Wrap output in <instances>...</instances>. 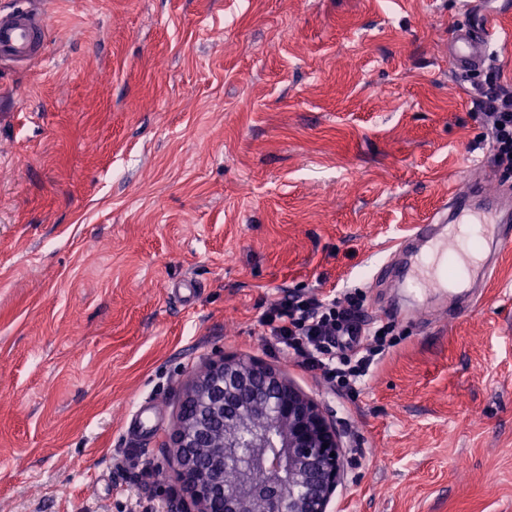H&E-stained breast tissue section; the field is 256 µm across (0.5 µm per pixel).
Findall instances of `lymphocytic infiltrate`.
<instances>
[{
	"label": "lymphocytic infiltrate",
	"mask_w": 512,
	"mask_h": 512,
	"mask_svg": "<svg viewBox=\"0 0 512 512\" xmlns=\"http://www.w3.org/2000/svg\"><path fill=\"white\" fill-rule=\"evenodd\" d=\"M481 101L487 120L492 159L512 167V88L501 82L499 68H490ZM361 295L318 297L298 294L270 306L259 323L282 355L319 374L332 386L356 392L373 366L393 346L392 324L362 328Z\"/></svg>",
	"instance_id": "obj_1"
}]
</instances>
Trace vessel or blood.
I'll return each instance as SVG.
<instances>
[{
    "label": "vessel or blood",
    "mask_w": 512,
    "mask_h": 512,
    "mask_svg": "<svg viewBox=\"0 0 512 512\" xmlns=\"http://www.w3.org/2000/svg\"><path fill=\"white\" fill-rule=\"evenodd\" d=\"M463 14L477 15V23L454 29L448 39V66L459 82H468L489 61L496 25L484 12L483 0H459ZM41 0H28L27 7L0 12V59L25 60L42 49ZM492 175L481 168L478 178L454 189L447 203L437 208L428 223L415 225L411 234L397 241L389 264L403 267V284L414 306L428 299L453 295L455 289L473 287L495 269L504 244V231L512 226V193L487 192ZM466 224L478 227L476 236L463 234ZM158 422L155 406L138 404L131 424L136 433L150 432Z\"/></svg>",
    "instance_id": "b4317fda"
}]
</instances>
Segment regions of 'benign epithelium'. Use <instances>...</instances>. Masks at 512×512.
Returning <instances> with one entry per match:
<instances>
[{"mask_svg": "<svg viewBox=\"0 0 512 512\" xmlns=\"http://www.w3.org/2000/svg\"><path fill=\"white\" fill-rule=\"evenodd\" d=\"M193 512H327L341 443L323 408L276 368L224 357L184 391L162 444ZM263 471V484L252 480Z\"/></svg>", "mask_w": 512, "mask_h": 512, "instance_id": "benign-epithelium-1", "label": "benign epithelium"}]
</instances>
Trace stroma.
<instances>
[{
	"instance_id": "35a3bbf8",
	"label": "stroma",
	"mask_w": 512,
	"mask_h": 512,
	"mask_svg": "<svg viewBox=\"0 0 512 512\" xmlns=\"http://www.w3.org/2000/svg\"><path fill=\"white\" fill-rule=\"evenodd\" d=\"M491 50L512 84V9ZM0 61V512H176L161 447L225 355L336 425L329 512H512V242L475 307L396 321L359 395L274 351L288 293L365 294L489 155L444 47L457 0H48ZM196 290L184 303L174 287ZM157 428L131 440L139 402Z\"/></svg>"
}]
</instances>
